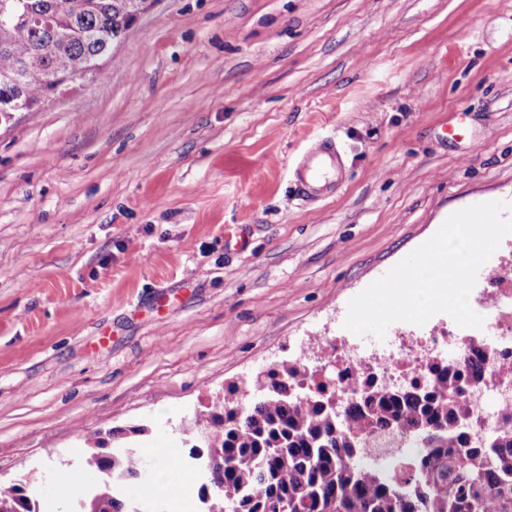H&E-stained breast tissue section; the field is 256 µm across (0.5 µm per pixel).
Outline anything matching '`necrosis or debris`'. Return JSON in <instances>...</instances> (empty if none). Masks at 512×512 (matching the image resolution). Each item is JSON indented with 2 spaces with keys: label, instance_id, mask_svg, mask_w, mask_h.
Returning a JSON list of instances; mask_svg holds the SVG:
<instances>
[{
  "label": "necrosis or debris",
  "instance_id": "obj_1",
  "mask_svg": "<svg viewBox=\"0 0 512 512\" xmlns=\"http://www.w3.org/2000/svg\"><path fill=\"white\" fill-rule=\"evenodd\" d=\"M483 289L474 310L484 318L482 327H462L456 322H428L422 335L403 332L394 323V335L381 351L365 349L353 336L324 338L315 348H300L298 359L315 366L331 365L336 389L350 398L356 375L371 377L385 387L429 380L430 367L439 362L457 365L473 348L490 345L496 359L482 380L467 389L461 399L469 410L472 431L487 435L512 423V373L501 367L512 360V259L483 268Z\"/></svg>",
  "mask_w": 512,
  "mask_h": 512
}]
</instances>
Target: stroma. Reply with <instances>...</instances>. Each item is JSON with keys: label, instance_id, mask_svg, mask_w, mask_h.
I'll return each mask as SVG.
<instances>
[{"label": "stroma", "instance_id": "1", "mask_svg": "<svg viewBox=\"0 0 512 512\" xmlns=\"http://www.w3.org/2000/svg\"><path fill=\"white\" fill-rule=\"evenodd\" d=\"M101 68L0 117V485L42 512L113 434L179 463L220 393L512 201V0H156ZM322 136L340 188L304 202ZM323 162L334 164L338 169L342 167L341 154L332 138H321L315 141L306 154L302 168L297 169L296 189L301 197L309 199L315 191L316 186L312 183L313 170Z\"/></svg>", "mask_w": 512, "mask_h": 512}]
</instances>
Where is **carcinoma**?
<instances>
[{"mask_svg": "<svg viewBox=\"0 0 512 512\" xmlns=\"http://www.w3.org/2000/svg\"><path fill=\"white\" fill-rule=\"evenodd\" d=\"M0 74L26 61L85 72L107 55L126 28L133 0H0ZM48 88L31 77L0 82V99L37 102ZM483 349L457 366L437 369L427 386L388 392L370 384L336 415V390L293 360L264 374L267 391L249 404L253 387H235L196 416V437L211 455L234 512H512V427L481 440L465 429L460 388L484 375ZM310 384L306 397L297 385ZM397 431L417 437L424 451L392 472L359 459L369 435ZM146 461L135 452H95L83 466L97 477L100 512H124L127 492ZM0 512H40L22 487L0 490Z\"/></svg>", "mask_w": 512, "mask_h": 512, "instance_id": "cac0c4a2", "label": "carcinoma"}]
</instances>
